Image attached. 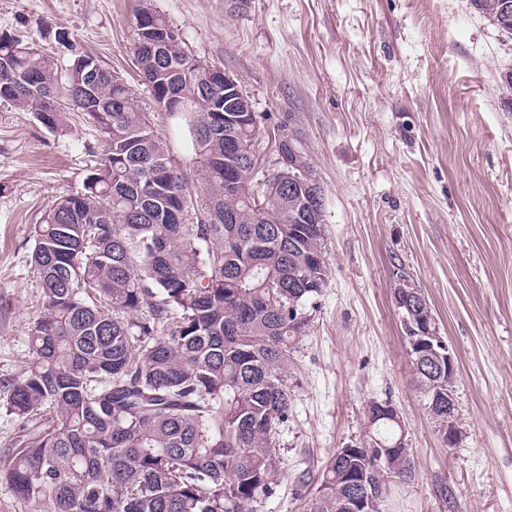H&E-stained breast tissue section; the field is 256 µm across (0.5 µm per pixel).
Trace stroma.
Listing matches in <instances>:
<instances>
[{"label":"stroma","mask_w":512,"mask_h":512,"mask_svg":"<svg viewBox=\"0 0 512 512\" xmlns=\"http://www.w3.org/2000/svg\"><path fill=\"white\" fill-rule=\"evenodd\" d=\"M146 5L190 56L239 81L261 172L279 169L274 133L286 129L324 194L329 278L288 370L274 493L255 512H310L327 460L386 400L415 462L387 512H512V89L500 78L512 39L469 0H0V34L33 38L64 67L55 36L67 33L133 89L183 163L186 132L134 66ZM101 148L77 117L55 133L0 101V379L22 368L39 312L33 226L81 189ZM400 271L457 356L454 447L415 382ZM18 432L0 414V512H31L7 477ZM401 277H403L402 279H400L402 282L399 281V283L394 288V297H395L396 303L398 305L397 307L401 310L402 317H405V320L402 319V324H403V326L406 325V329L409 332V330H410L409 325L413 324L412 316L419 314V313L411 312V309L408 306V304H410L409 300L413 298L412 297L413 294L416 297L421 298L423 304H421V305L419 304L418 309H424L425 311L428 308V304H427L428 302H426V300H425L426 298H424L423 295H421L418 291L413 292V294L410 293L414 290V288H409V287L402 288L401 286L406 287V283L409 282V279L405 275H403Z\"/></svg>","instance_id":"obj_1"}]
</instances>
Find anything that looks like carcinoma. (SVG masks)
Here are the masks:
<instances>
[{
    "label": "carcinoma",
    "mask_w": 512,
    "mask_h": 512,
    "mask_svg": "<svg viewBox=\"0 0 512 512\" xmlns=\"http://www.w3.org/2000/svg\"><path fill=\"white\" fill-rule=\"evenodd\" d=\"M506 1L470 4L495 26ZM136 28L135 61L154 104L173 84L184 102L192 176L136 94L91 55L71 48L61 74L34 42L0 34V100L50 132L78 112L103 143L82 190L59 197L33 228L42 307L27 364L0 379V410L21 429L10 486L32 512H252L272 494L307 303L328 282L324 218L302 223V200L273 172L268 205L254 208L258 162L227 163L222 123L194 135L224 109V86L207 84V67L151 8ZM144 37L163 42L162 61L152 62ZM293 162L308 190L321 191L304 153ZM227 171L239 192H224ZM407 282L394 288L406 326ZM410 357L440 430L457 377L446 360ZM367 421L366 446L326 462L311 512H354L360 492L382 503L390 483L412 479V450L393 447L399 425Z\"/></svg>",
    "instance_id": "carcinoma-1"
}]
</instances>
